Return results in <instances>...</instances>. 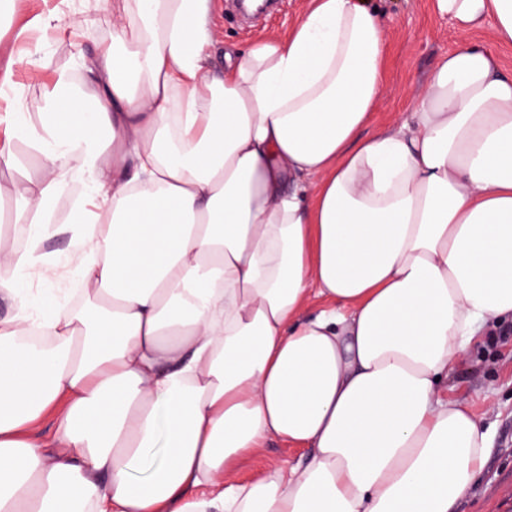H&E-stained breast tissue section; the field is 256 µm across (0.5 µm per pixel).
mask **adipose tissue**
Listing matches in <instances>:
<instances>
[{
  "instance_id": "ef3b65f1",
  "label": "adipose tissue",
  "mask_w": 512,
  "mask_h": 512,
  "mask_svg": "<svg viewBox=\"0 0 512 512\" xmlns=\"http://www.w3.org/2000/svg\"><path fill=\"white\" fill-rule=\"evenodd\" d=\"M433 7L462 44L364 138L370 0H310L220 71L212 0H116L87 83L10 107L44 165L8 191L33 232L0 297L66 234L85 301L0 320V512H452L476 485L491 434L443 382L512 320V76L468 36L512 43V0ZM273 438L306 462L238 481Z\"/></svg>"
}]
</instances>
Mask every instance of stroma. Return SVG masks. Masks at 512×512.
I'll use <instances>...</instances> for the list:
<instances>
[{
	"instance_id": "35a3bbf8",
	"label": "stroma",
	"mask_w": 512,
	"mask_h": 512,
	"mask_svg": "<svg viewBox=\"0 0 512 512\" xmlns=\"http://www.w3.org/2000/svg\"><path fill=\"white\" fill-rule=\"evenodd\" d=\"M113 0H15L10 22L0 26V72L11 70V85L0 101L25 102L29 111L41 106L58 71H74L79 55H89L112 39ZM307 0H278L276 9L254 21H242L230 0H215L212 24L216 43L212 63L223 66L225 50H247L259 38L281 35L303 12ZM387 14V69L372 116V129H386L396 115L412 108L421 95L434 61L455 50L460 34L448 18L435 15L429 0H382ZM11 158L0 156V187L18 180L38 181L39 159L19 137L9 142ZM70 237L48 238L43 246L52 275L41 267L18 276L21 295L33 313L69 307L64 285L77 267ZM449 396L468 404L488 427L491 450L479 483L461 498L454 512H512V321L472 344L448 379ZM306 449L283 441L269 442L258 455L241 462L237 480L249 482L270 469L295 464Z\"/></svg>"
}]
</instances>
